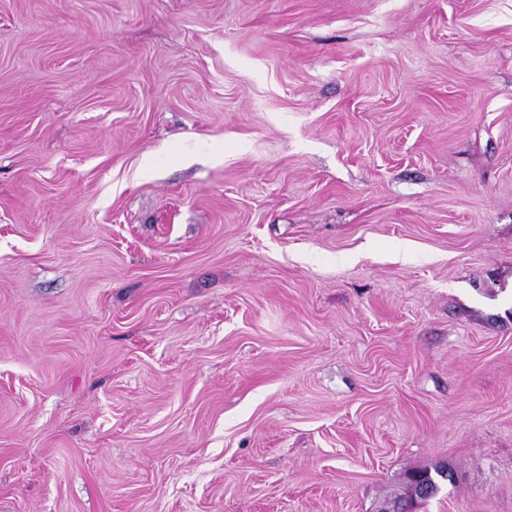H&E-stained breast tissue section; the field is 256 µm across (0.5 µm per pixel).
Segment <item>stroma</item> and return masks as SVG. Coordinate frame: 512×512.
<instances>
[{"label": "stroma", "mask_w": 512, "mask_h": 512, "mask_svg": "<svg viewBox=\"0 0 512 512\" xmlns=\"http://www.w3.org/2000/svg\"><path fill=\"white\" fill-rule=\"evenodd\" d=\"M512 512V0H0V512ZM412 479L414 482L419 483L424 487L427 485L425 475L415 474L412 476ZM407 484L409 486V489L411 490V496L409 499L404 500V503L402 504V506L411 505L413 507L415 504H417V501H416L417 499H419L420 501H425V500L432 498L437 492L438 482L436 481L434 476L430 475L429 484L427 485V487L425 489H422L420 491L417 490L415 487H413L408 482V480H407Z\"/></svg>", "instance_id": "35a3bbf8"}]
</instances>
